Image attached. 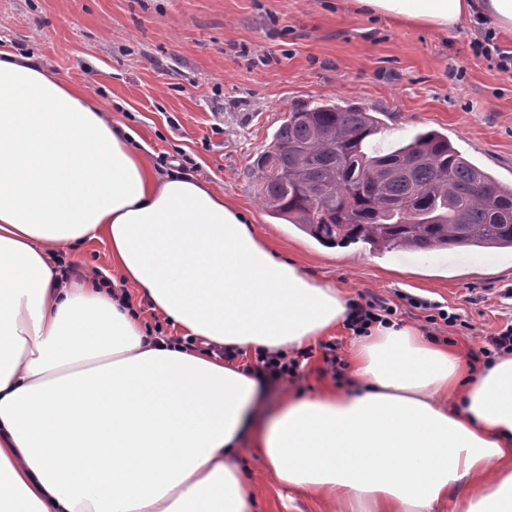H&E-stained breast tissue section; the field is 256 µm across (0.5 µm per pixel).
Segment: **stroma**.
<instances>
[{
    "label": "stroma",
    "mask_w": 512,
    "mask_h": 512,
    "mask_svg": "<svg viewBox=\"0 0 512 512\" xmlns=\"http://www.w3.org/2000/svg\"><path fill=\"white\" fill-rule=\"evenodd\" d=\"M481 32L466 19L455 33L396 22L349 8L347 0H0V52L36 58L53 77L86 88L142 142L159 174L184 166L223 189L225 200L257 219L279 255L297 260L348 300L378 296L394 323L425 327L416 295L458 316L448 344L474 371L488 338L512 317V252L465 264L438 255L416 260L362 242L325 245L269 217L249 169L296 107L348 102L379 113L372 146L390 152L424 130L448 136L461 153L512 183V77L472 48ZM324 349L305 351L292 382L262 385L254 424L269 421L285 393L313 395L326 383ZM258 512H325L263 473L244 443Z\"/></svg>",
    "instance_id": "obj_1"
}]
</instances>
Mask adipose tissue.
<instances>
[{
	"instance_id": "1",
	"label": "adipose tissue",
	"mask_w": 512,
	"mask_h": 512,
	"mask_svg": "<svg viewBox=\"0 0 512 512\" xmlns=\"http://www.w3.org/2000/svg\"><path fill=\"white\" fill-rule=\"evenodd\" d=\"M352 2L512 36V0ZM134 138L85 88L0 52V512H251L249 433L279 485L333 512H433L453 488L455 512H512V354L475 374L417 327L377 324L347 348L357 390L285 396L250 431L242 358L311 346L348 302ZM94 240L111 273L62 279L60 255ZM120 288L199 349L147 335Z\"/></svg>"
}]
</instances>
